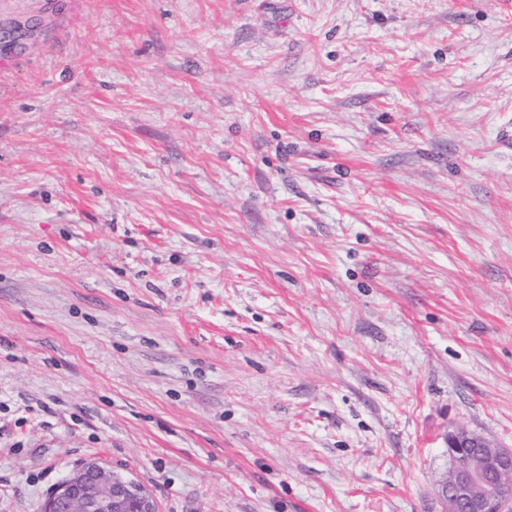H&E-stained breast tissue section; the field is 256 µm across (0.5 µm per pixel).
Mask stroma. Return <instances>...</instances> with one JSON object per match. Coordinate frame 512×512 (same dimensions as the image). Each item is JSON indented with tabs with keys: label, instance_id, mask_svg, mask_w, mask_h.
<instances>
[{
	"label": "stroma",
	"instance_id": "35a3bbf8",
	"mask_svg": "<svg viewBox=\"0 0 512 512\" xmlns=\"http://www.w3.org/2000/svg\"><path fill=\"white\" fill-rule=\"evenodd\" d=\"M512 0H0V512H445L512 448ZM447 444L453 465L441 495L448 512H501L497 505L512 503V448L467 430L449 432ZM134 501L136 510L124 509ZM158 512L151 495L131 479L113 474L98 461H89L65 477L51 492L43 512Z\"/></svg>",
	"mask_w": 512,
	"mask_h": 512
}]
</instances>
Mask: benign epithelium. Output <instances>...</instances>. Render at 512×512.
Listing matches in <instances>:
<instances>
[{
    "label": "benign epithelium",
    "mask_w": 512,
    "mask_h": 512,
    "mask_svg": "<svg viewBox=\"0 0 512 512\" xmlns=\"http://www.w3.org/2000/svg\"><path fill=\"white\" fill-rule=\"evenodd\" d=\"M452 467L441 484L447 512H494L503 502L512 503V448L491 445L467 430L448 433ZM136 503L135 512H158L151 495L131 479L89 461L65 477L51 492L43 512H129L125 503Z\"/></svg>",
    "instance_id": "obj_1"
}]
</instances>
